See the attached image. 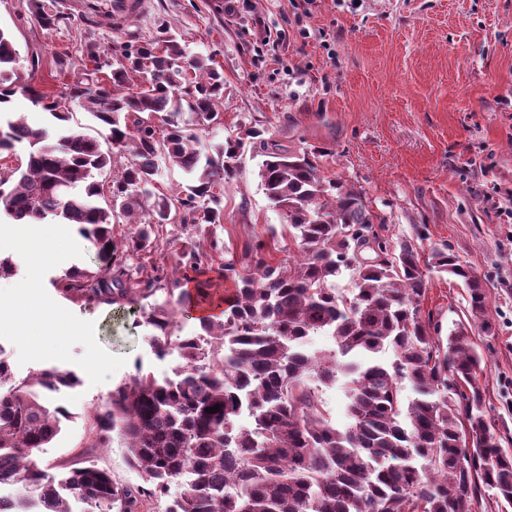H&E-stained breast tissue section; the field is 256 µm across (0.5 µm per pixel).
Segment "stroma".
Returning <instances> with one entry per match:
<instances>
[{
    "mask_svg": "<svg viewBox=\"0 0 512 512\" xmlns=\"http://www.w3.org/2000/svg\"><path fill=\"white\" fill-rule=\"evenodd\" d=\"M45 2L57 15L48 27L29 0H0V28L20 53L22 81L56 97L74 72L92 67L86 44L107 60L162 32L176 34L224 74L215 142L256 126L285 147L328 148L323 175L366 192L384 236L413 241L424 255L448 244L470 265L487 288L491 330L470 319L465 289L445 274L431 275L421 308L445 333L467 323L487 363L482 384L495 436L512 451V223L502 217L512 208V0H151L120 32L80 24L63 14L61 0ZM268 31L281 33L278 46L263 43ZM260 162L245 153L224 190L218 234L237 251L282 222L261 188ZM19 232L0 215V256L16 267L0 278V300L27 278L47 289L70 268L98 266L88 238L74 255L30 271L15 245ZM51 301L84 330L61 343L56 363L80 383L56 397L71 419L42 463L55 473L88 459L120 484H140L120 442L92 447L89 421L130 374L161 378L175 361L155 356L139 305L56 294ZM35 342L0 332L16 378L43 368Z\"/></svg>",
    "mask_w": 512,
    "mask_h": 512,
    "instance_id": "1",
    "label": "stroma"
}]
</instances>
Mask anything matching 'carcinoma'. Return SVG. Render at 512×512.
Returning <instances> with one entry per match:
<instances>
[{
	"label": "carcinoma",
	"mask_w": 512,
	"mask_h": 512,
	"mask_svg": "<svg viewBox=\"0 0 512 512\" xmlns=\"http://www.w3.org/2000/svg\"><path fill=\"white\" fill-rule=\"evenodd\" d=\"M211 62L170 34L123 52L110 64V88L100 86L97 64L49 101L19 82L18 50L0 29V155L26 149L23 164L0 172V212L15 224L80 225L97 242L101 266L67 270L53 281L56 291L108 305L153 299L145 319L154 354L179 359L171 377L137 370L90 420L92 447L107 448L116 436L128 449L144 482L131 487L87 460L50 474L37 453L70 420L52 397L80 379L51 367L17 380L0 357V487L24 489L0 497V512H141L144 499L165 498L173 486L165 512H468L482 486L511 506L512 453L487 423L484 358L465 324L435 337L420 308L426 271L444 273L463 281L470 315L489 331L483 281L446 244L423 263L413 242L378 237L374 224L385 219L366 194L322 176L323 148L286 149L257 127L204 144L202 132L223 125L224 75ZM17 93L56 126L35 127L11 111ZM76 108L97 121L101 138L69 126ZM116 150L132 160L106 190L95 173L112 166ZM248 150L263 157L261 188L288 226L294 262L270 260L273 228L239 255L217 237L224 187ZM161 159L188 176L176 195L157 191ZM118 215L129 226L119 240ZM176 217L207 231L232 290L211 288L193 241L168 256L183 280L197 283L192 297L176 292L163 264L143 277L126 267ZM346 272L349 297L336 288ZM192 300L223 309L191 334L172 336L171 306ZM318 333L334 347L308 349ZM388 349L393 361L376 358ZM340 377L343 429L321 399ZM405 382L416 393L408 402ZM469 439L463 468L458 454Z\"/></svg>",
	"instance_id": "obj_1"
}]
</instances>
